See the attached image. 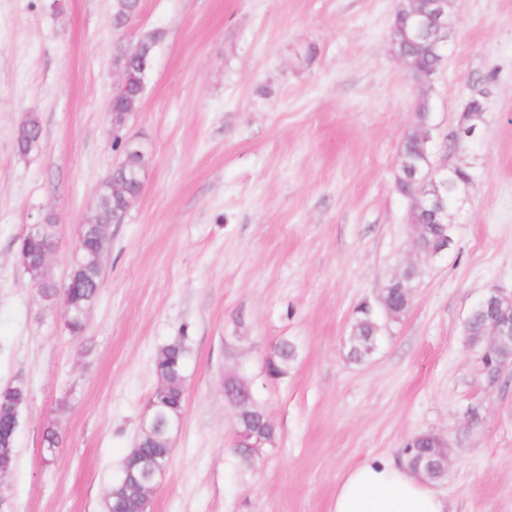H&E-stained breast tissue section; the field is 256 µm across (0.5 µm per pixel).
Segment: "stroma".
<instances>
[{"label":"stroma","mask_w":512,"mask_h":512,"mask_svg":"<svg viewBox=\"0 0 512 512\" xmlns=\"http://www.w3.org/2000/svg\"><path fill=\"white\" fill-rule=\"evenodd\" d=\"M399 0H0V386L30 399L0 477L7 512H102L159 385L156 351L186 339L185 413L151 512H329L366 457L449 444L436 486L456 512H512V369L486 379L463 322L491 288L512 291V0H456L440 77L420 84L389 40ZM156 43L141 106L122 130L148 158L113 225L80 338L20 269L17 240L52 215L46 263L66 278L101 181L121 161L108 105L117 61ZM487 93L482 139L453 141ZM436 164L477 155L445 258L417 255L395 187L420 98ZM38 147L18 155L27 115ZM415 269L411 304L378 350L349 355L358 304ZM296 355L270 379L281 342ZM242 377L276 427L253 466L233 451L224 380ZM480 424L469 427V412ZM62 436L45 460L41 435ZM42 135L41 125L33 115L29 116L17 129L15 135V150L20 155H27L35 149Z\"/></svg>","instance_id":"stroma-1"}]
</instances>
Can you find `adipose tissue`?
<instances>
[{"instance_id":"obj_1","label":"adipose tissue","mask_w":512,"mask_h":512,"mask_svg":"<svg viewBox=\"0 0 512 512\" xmlns=\"http://www.w3.org/2000/svg\"><path fill=\"white\" fill-rule=\"evenodd\" d=\"M330 512H455L452 502L408 464L366 458L336 487Z\"/></svg>"}]
</instances>
